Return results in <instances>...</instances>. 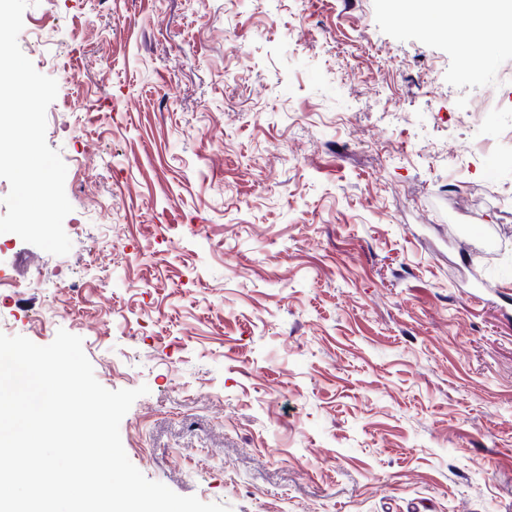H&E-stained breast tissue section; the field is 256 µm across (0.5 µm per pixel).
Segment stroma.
<instances>
[{"instance_id": "35a3bbf8", "label": "stroma", "mask_w": 512, "mask_h": 512, "mask_svg": "<svg viewBox=\"0 0 512 512\" xmlns=\"http://www.w3.org/2000/svg\"><path fill=\"white\" fill-rule=\"evenodd\" d=\"M397 0H40L72 242L0 333L148 386L130 461L231 512H512V53Z\"/></svg>"}]
</instances>
